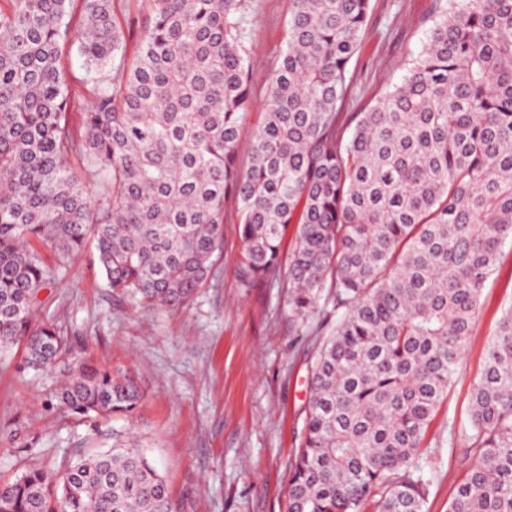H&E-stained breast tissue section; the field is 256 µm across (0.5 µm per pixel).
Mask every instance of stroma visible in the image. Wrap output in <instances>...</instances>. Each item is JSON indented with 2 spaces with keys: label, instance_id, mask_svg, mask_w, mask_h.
I'll return each instance as SVG.
<instances>
[{
  "label": "stroma",
  "instance_id": "1",
  "mask_svg": "<svg viewBox=\"0 0 512 512\" xmlns=\"http://www.w3.org/2000/svg\"><path fill=\"white\" fill-rule=\"evenodd\" d=\"M289 0H247L254 108L242 125L250 142L261 122L283 48ZM436 17V0H371L364 41L351 60L346 111L368 106L405 73ZM243 242L233 213L207 284L172 311L108 287L93 247L54 268L37 294L39 320L55 323L71 347L48 370L28 367L23 346L0 353V481L32 467L51 470L111 448L115 431L134 430L163 473L175 512H287L288 478L310 396L320 341L336 321L320 299L307 325L288 312L285 280L242 286ZM512 306V243L487 280L474 332L428 437L435 452L428 512L448 501L473 460L450 436L464 419L483 369L486 347ZM86 361L128 373L144 395L133 424L93 419L52 406L50 398Z\"/></svg>",
  "mask_w": 512,
  "mask_h": 512
}]
</instances>
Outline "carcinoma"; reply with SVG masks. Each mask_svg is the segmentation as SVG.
I'll list each match as a JSON object with an SVG mask.
<instances>
[{"mask_svg": "<svg viewBox=\"0 0 512 512\" xmlns=\"http://www.w3.org/2000/svg\"><path fill=\"white\" fill-rule=\"evenodd\" d=\"M289 2L243 170L246 0H0V351L22 344L36 369L68 352L33 305L45 258L89 243L112 290L185 306L231 199L245 284L285 278L301 321L332 289L288 512H361L376 492L378 512H427L426 434L512 240V0H449L402 80L361 112L343 108L370 0ZM55 400L130 421L143 394L81 363ZM458 436L476 461L448 512H512V307ZM0 512L174 509L156 464L119 437L59 474L0 482Z\"/></svg>", "mask_w": 512, "mask_h": 512, "instance_id": "obj_1", "label": "carcinoma"}]
</instances>
